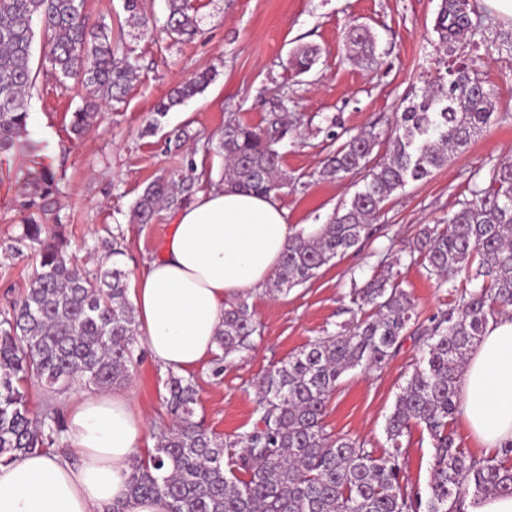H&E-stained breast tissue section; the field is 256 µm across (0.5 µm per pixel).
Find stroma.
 Returning <instances> with one entry per match:
<instances>
[{"mask_svg":"<svg viewBox=\"0 0 512 512\" xmlns=\"http://www.w3.org/2000/svg\"><path fill=\"white\" fill-rule=\"evenodd\" d=\"M201 33L190 41L140 35L127 23L123 0H86L91 21L111 19L139 60L137 76L124 102L102 104L99 121L80 139L70 137V118L82 106L73 88L38 77L28 99V140L35 152L10 160L12 178L0 184V311L24 294L39 265L35 252L15 255L10 247L27 217L20 203L42 170L59 174L58 202L67 221L58 225L79 264L111 265L102 243L118 237L119 261L128 275L143 271L160 256L174 226L170 210L151 224H136L131 205L161 173L181 167L193 154L200 190L221 187L224 158L215 146L228 118L261 125V99L285 91L290 113L300 124L278 150L288 184L278 200L291 227L314 231L362 188L360 176L341 181L321 176L328 130L384 133L394 113L445 77L448 56L434 31L439 0H191ZM480 27L478 47L465 59L492 85L493 121L462 153L426 179L395 191L375 222V236L336 257L311 283L288 295L250 294L257 330L249 349L227 356L222 372L210 360L192 370L199 392L198 416L208 428L230 438L252 429L258 418L257 384L272 367L309 340L336 332L361 318L350 295L352 283L398 263L403 288L410 293L420 322L447 309V286L409 264L408 251L424 225H434L454 210L473 182L487 180L499 159L512 158V20L500 17L486 0L475 2ZM354 24L371 29L377 64L356 63L345 31ZM320 47L313 71L295 75L288 59L302 46ZM210 72L209 86L185 105L168 112L156 134H145L156 102L177 82ZM419 336L406 333L395 356L379 370L346 373L329 402L323 424L328 433L365 441L375 456L389 452L383 431L396 395L423 356ZM136 364L125 388L145 417L140 441L153 449L155 433L168 417L160 395L168 372L137 344ZM433 450L426 430L411 428L402 474L404 485L425 490Z\"/></svg>","mask_w":512,"mask_h":512,"instance_id":"stroma-1","label":"stroma"}]
</instances>
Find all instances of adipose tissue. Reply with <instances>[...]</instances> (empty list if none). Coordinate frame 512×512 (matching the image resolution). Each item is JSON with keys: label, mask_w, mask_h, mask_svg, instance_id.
<instances>
[{"label": "adipose tissue", "mask_w": 512, "mask_h": 512, "mask_svg": "<svg viewBox=\"0 0 512 512\" xmlns=\"http://www.w3.org/2000/svg\"><path fill=\"white\" fill-rule=\"evenodd\" d=\"M290 233L287 212L271 195L213 188L179 208L163 254L133 279L140 337L153 359L182 373L214 352L225 307L265 287ZM461 412L485 448L512 441L511 317L492 325L470 354ZM144 428L128 393L80 398L64 432L78 464L35 452L0 465V512H105L115 503L124 512H164L129 491Z\"/></svg>", "instance_id": "obj_1"}]
</instances>
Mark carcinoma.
Wrapping results in <instances>:
<instances>
[{"mask_svg":"<svg viewBox=\"0 0 512 512\" xmlns=\"http://www.w3.org/2000/svg\"><path fill=\"white\" fill-rule=\"evenodd\" d=\"M124 11L145 34L157 28L141 0H124ZM469 0H440L434 31L448 49V82L428 86L420 99L394 113L386 140L372 130L350 135L326 155L321 175L343 180L363 174V186L342 210L312 233L296 232L269 279V292L286 294L318 276L337 256L370 239L372 220L384 202L410 181H420L466 150L486 131L494 90L468 64L452 59L457 46L474 38ZM49 34L43 74L72 79L83 105L72 113L70 132L83 136L101 103L121 102L136 75L131 49L112 25H92L84 0H0V165L27 140L28 97L37 75L31 67L34 20ZM162 31L191 39L199 22L189 0H167ZM345 39L356 59L376 62L375 39L365 25H352ZM319 50L299 49L289 67L310 72ZM211 76L202 73L172 90L155 106L147 131L155 133L173 108L202 93ZM264 125L224 124L218 149L224 155V185L277 195L287 185L277 146L293 134L285 100L266 101ZM384 156L373 157L381 143ZM195 163L162 173L135 199L133 219L148 224L162 208H179L195 192ZM58 180L44 171L21 203L31 216L12 246L20 253L39 246L40 271L22 299L0 312V464L22 454L49 452L65 431L57 410L40 415L28 406L24 385L46 383L108 388L130 379L138 333L127 273L112 267L79 266L60 236L42 237L44 224L65 217L56 199ZM443 230L425 228L409 252L429 275L448 284L454 304L416 323L411 295L400 272L388 268L352 292L370 314L352 327L318 336L259 381L260 417L249 431L224 438L196 419L198 392L191 378L173 373L160 395L171 424L155 448L133 458L131 493L153 499L164 512H466L491 495L512 496V465L474 456L457 443L451 424L459 413L460 385L470 353L490 321L512 309V161L492 164L488 182H473ZM421 332L422 362L408 374L384 433L391 448L376 457L365 442L326 433L323 418L340 380L357 367L380 369L396 354L409 329ZM256 321L247 300L224 310L215 371L224 357L247 344ZM424 427L434 449L427 491L401 485V457L412 424Z\"/></svg>","mask_w":512,"mask_h":512,"instance_id":"cac0c4a2","label":"carcinoma"}]
</instances>
